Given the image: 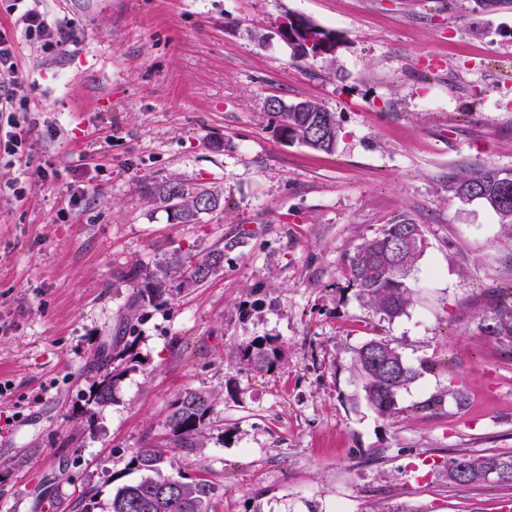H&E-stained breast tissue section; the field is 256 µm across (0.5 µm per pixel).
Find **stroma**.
Listing matches in <instances>:
<instances>
[{
	"label": "stroma",
	"mask_w": 512,
	"mask_h": 512,
	"mask_svg": "<svg viewBox=\"0 0 512 512\" xmlns=\"http://www.w3.org/2000/svg\"><path fill=\"white\" fill-rule=\"evenodd\" d=\"M42 7L65 43L18 37L30 111L0 127V512H110L188 390L219 396L209 439L169 449L164 471L212 485L213 512H512V486L444 473L464 454H512V352L477 329L489 293L512 286V239L449 189L512 168V6ZM289 14L332 33L335 55L293 59L276 33ZM272 97L335 112L334 151L283 138ZM170 177L222 190L223 209L173 220L146 199ZM402 219L430 246L388 321L345 261ZM216 248L203 284L140 298L141 272ZM258 336L282 348L265 372L237 356ZM374 337L421 371L394 419L354 397L350 351Z\"/></svg>",
	"instance_id": "obj_1"
}]
</instances>
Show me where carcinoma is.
Listing matches in <instances>:
<instances>
[{
    "label": "carcinoma",
    "instance_id": "1",
    "mask_svg": "<svg viewBox=\"0 0 512 512\" xmlns=\"http://www.w3.org/2000/svg\"><path fill=\"white\" fill-rule=\"evenodd\" d=\"M271 116L280 120L278 129L288 139L311 150L330 153L335 148L339 125L336 113L327 114L315 102L307 112L298 111V103L279 101V111ZM331 123L327 134H318V127ZM181 185L174 179L152 182L148 193L152 201L162 205L163 197ZM451 190L458 198L472 191L499 217L503 232L512 237V169L480 170L453 180ZM173 219L181 224H195L201 219L193 194L181 196ZM429 242L422 225L411 220L386 224L371 237L363 239L347 256L345 276L358 299L373 308L382 318L392 320L405 314L412 301L409 276L396 277L391 261L403 263L412 272L428 249ZM224 251L214 250L199 260L176 258L146 274L141 294L152 298L173 287L192 288L208 279L223 259ZM478 330L506 349L512 350V292L496 290L489 305L479 317ZM282 352L273 337H259L239 349L238 357L257 372L271 369ZM350 370L359 391L379 417L392 419L405 411L401 394L418 377L399 350L389 341L373 338L351 350ZM217 396L211 392L187 390L175 403L168 416L170 443L156 442L140 448L133 457L140 479L116 489L112 495L111 512H212V489L204 481L182 477L172 480L161 472L165 448L173 445L189 452L205 447L206 429L214 412ZM463 464L467 475L459 480L448 478L455 485L485 483L484 472L493 468L506 471L502 485H512V456L463 455L448 461V465Z\"/></svg>",
    "mask_w": 512,
    "mask_h": 512
}]
</instances>
